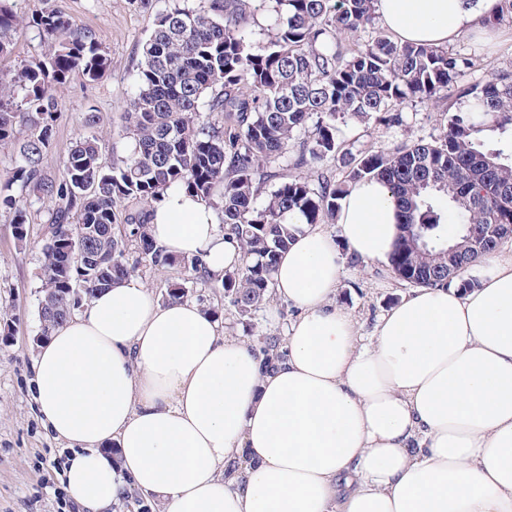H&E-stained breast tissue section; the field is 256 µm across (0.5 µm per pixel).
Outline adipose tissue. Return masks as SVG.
<instances>
[{
    "mask_svg": "<svg viewBox=\"0 0 512 512\" xmlns=\"http://www.w3.org/2000/svg\"><path fill=\"white\" fill-rule=\"evenodd\" d=\"M495 0H378L399 41L445 47L481 30ZM399 212L378 180L337 214L363 260L388 261ZM156 242L223 276L242 258L181 188L152 211ZM474 290L420 288L363 338L330 304L341 266L330 235L300 225L273 272L297 315L285 358L264 366L188 300L157 302L136 278L97 292L36 361L39 412L73 455L83 512L126 486L165 512H512V253ZM248 464L226 476L237 453Z\"/></svg>",
    "mask_w": 512,
    "mask_h": 512,
    "instance_id": "ef3b65f1",
    "label": "adipose tissue"
}]
</instances>
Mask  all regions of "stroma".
<instances>
[{"label":"stroma","mask_w":512,"mask_h":512,"mask_svg":"<svg viewBox=\"0 0 512 512\" xmlns=\"http://www.w3.org/2000/svg\"><path fill=\"white\" fill-rule=\"evenodd\" d=\"M14 10H57L75 24L92 29L110 57L108 71L98 80L73 76L58 93L54 135L43 156L48 176H59L76 139L96 135L106 160L127 155L120 116L135 89L142 43L151 34L169 0H10ZM453 50L472 55L474 65L464 82L479 83L500 71L512 70V22L498 25L485 40L465 34ZM403 123L385 128L374 121L350 120L341 124L340 141L352 153L388 151L402 145L430 142L447 128L444 103L408 102L402 106ZM55 202L34 200L28 212L27 237L18 241L12 211L0 207V512H81L65 501L64 482L53 464L61 460L64 443L43 425L34 391L38 356L41 250L50 238L48 219ZM336 240L342 276L332 306L350 313L360 333L371 336L380 317L409 297L413 288L398 279L388 264L354 257L340 239L338 225L327 224ZM188 300L216 309L227 335L244 343L259 336H284L296 309L270 298L252 315L240 320L220 283L190 284Z\"/></svg>","instance_id":"obj_1"}]
</instances>
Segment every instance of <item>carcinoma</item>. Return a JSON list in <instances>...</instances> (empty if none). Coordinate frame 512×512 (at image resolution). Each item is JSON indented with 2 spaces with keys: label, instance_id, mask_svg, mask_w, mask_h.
<instances>
[{
  "label": "carcinoma",
  "instance_id": "obj_1",
  "mask_svg": "<svg viewBox=\"0 0 512 512\" xmlns=\"http://www.w3.org/2000/svg\"><path fill=\"white\" fill-rule=\"evenodd\" d=\"M376 0H195L160 14L142 46L138 81L123 113L129 154L108 162L96 138L76 141L58 178L42 167L53 135L57 91L74 74L97 80L110 66L89 28L65 14L24 17L0 0V57L34 30L46 49L0 77V142L18 145L4 188H19L0 203L13 213L24 241L27 193L57 201L52 236L41 262L42 335L64 322L79 300L131 275L126 252L159 269L181 266L208 281L198 255L157 244L148 212L172 187H182L220 211V223L243 252L224 271V296L248 318L268 298L279 252L293 239L294 220L336 221L347 184L382 181L401 201L400 232L390 257L393 272L416 287L455 285L512 233V154L490 149L488 132L512 131V71L482 83L461 82L473 58L448 48L399 43L378 28L356 50L343 40L373 25ZM270 21L265 40L254 16ZM512 20V0L486 15L496 26ZM449 100L448 128L433 143L355 155L341 150L336 122L403 121L406 101ZM214 113L224 116L219 124ZM332 159L341 180L318 169ZM272 183L265 203L260 185ZM136 207L117 223L118 209ZM461 224L448 239L443 226ZM423 241L420 255L414 244ZM82 248L88 259L77 258ZM79 293H74V288ZM259 354L270 363L283 352L264 338Z\"/></svg>",
  "mask_w": 512,
  "mask_h": 512
}]
</instances>
